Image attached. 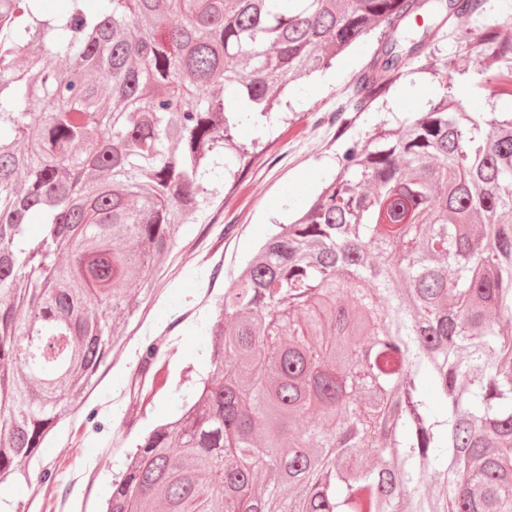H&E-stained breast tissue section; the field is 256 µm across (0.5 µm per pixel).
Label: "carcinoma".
I'll use <instances>...</instances> for the list:
<instances>
[{"instance_id": "1", "label": "carcinoma", "mask_w": 512, "mask_h": 512, "mask_svg": "<svg viewBox=\"0 0 512 512\" xmlns=\"http://www.w3.org/2000/svg\"><path fill=\"white\" fill-rule=\"evenodd\" d=\"M44 2L0 0V484L28 487L54 471L16 460L107 373L112 313L140 310L181 225L257 157L262 135L238 128L273 123L290 84L382 24L362 112L452 15L483 7ZM464 39L512 98V7ZM339 165L224 289L204 327L211 375L140 438L105 512H512V119L445 96ZM160 352L143 346L141 407L166 388ZM312 409L321 426L298 425Z\"/></svg>"}]
</instances>
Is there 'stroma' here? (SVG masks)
<instances>
[{"mask_svg": "<svg viewBox=\"0 0 512 512\" xmlns=\"http://www.w3.org/2000/svg\"><path fill=\"white\" fill-rule=\"evenodd\" d=\"M502 4L503 0H487L480 16L462 15L453 19L452 37L439 44L441 53L457 60L449 86L440 85L427 67V58H420L405 69L384 96L372 102L368 111L357 113L344 128L329 126L328 144L307 140L303 154L295 158L289 157L288 149L311 121L313 112H334L349 104L352 93L348 79L371 59L377 47L376 37H369L337 56L333 67L339 76L335 81L311 86L306 94L291 98L289 108L282 111V121L275 123L266 135L268 144L260 157L261 169H250L233 193L234 202L244 208L247 220L224 237V282H232L274 232V225L265 221L267 213L300 208L316 198L324 179L337 172L338 159L349 141L368 142L382 125L399 128L412 113L424 109L429 100L446 93L454 96L468 112H512V99L496 97L491 86L483 84L482 63L460 57L455 40L456 35L476 22H492ZM165 267L166 291L158 301L152 302V321L141 325L138 334L145 339L152 335L154 324L176 323L175 352L168 364V389L153 406L128 409L118 399L126 384V371L113 368L97 387L94 397L72 413V420L84 434V446L76 464L96 466L98 479L93 486L83 488L57 477L50 487L52 491L78 498L80 512H103L112 479L125 468L128 453L139 436L156 422L172 418L182 397L191 395L194 380L206 376L210 369L197 322L180 325L176 318L183 307L196 301L211 275L200 268L185 246L170 255Z\"/></svg>", "mask_w": 512, "mask_h": 512, "instance_id": "obj_1", "label": "stroma"}]
</instances>
